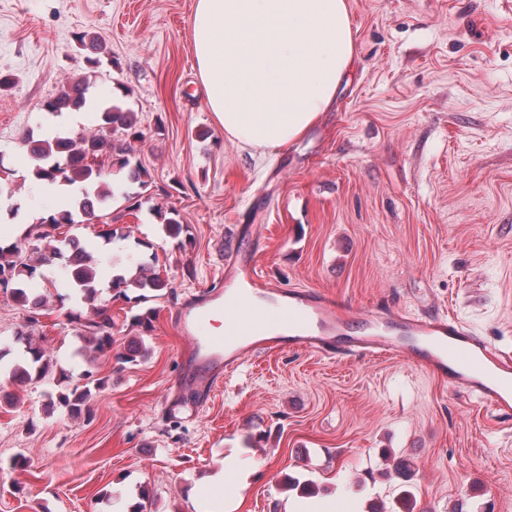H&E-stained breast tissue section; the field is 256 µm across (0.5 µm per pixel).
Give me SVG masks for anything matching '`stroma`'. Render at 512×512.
I'll return each instance as SVG.
<instances>
[{"mask_svg":"<svg viewBox=\"0 0 512 512\" xmlns=\"http://www.w3.org/2000/svg\"><path fill=\"white\" fill-rule=\"evenodd\" d=\"M354 61L331 109L305 136L259 158L225 137L197 85L195 0H0V152L14 200L46 216L24 169L21 139L44 122L43 102L86 76L94 99L137 114L133 154L150 184H128L107 224L78 232L86 250L119 260L101 278L154 264L169 293L140 305L112 298L114 350L144 336L136 365H90L69 314L50 299L38 320L0 292V348L30 335L70 384L107 377L91 419L50 407L49 381L0 377V512H132L146 489L152 512H197L189 496L235 458L239 512H296L313 482L336 512H512V411L398 357L283 351L249 359L199 417L165 410L186 345L176 312L222 288L223 255L250 247L238 225L260 227V263L282 288H313L357 312H441L512 352V0H346ZM103 43L89 69L74 36ZM173 213L165 231L152 208ZM113 243H104L106 233ZM152 307L150 330L133 314ZM25 457L26 468L14 465ZM414 463L404 484L398 461ZM411 501H403L402 490Z\"/></svg>","mask_w":512,"mask_h":512,"instance_id":"stroma-1","label":"stroma"}]
</instances>
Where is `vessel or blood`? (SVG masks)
Returning <instances> with one entry per match:
<instances>
[{"label":"vessel or blood","mask_w":512,"mask_h":512,"mask_svg":"<svg viewBox=\"0 0 512 512\" xmlns=\"http://www.w3.org/2000/svg\"><path fill=\"white\" fill-rule=\"evenodd\" d=\"M217 317L224 320L220 334L206 328ZM176 328L192 347L183 361L179 394L166 403L176 419L198 414L246 359L285 350L332 361L393 354L475 394L489 410L512 411L511 352L445 314L390 309L357 317L322 292L278 287L263 272L254 250L227 257L223 289L183 307Z\"/></svg>","instance_id":"1"}]
</instances>
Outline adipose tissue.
I'll return each instance as SVG.
<instances>
[{"mask_svg":"<svg viewBox=\"0 0 512 512\" xmlns=\"http://www.w3.org/2000/svg\"><path fill=\"white\" fill-rule=\"evenodd\" d=\"M191 30L215 123L263 157L331 107L354 57L346 0H196Z\"/></svg>","mask_w":512,"mask_h":512,"instance_id":"obj_1","label":"adipose tissue"}]
</instances>
